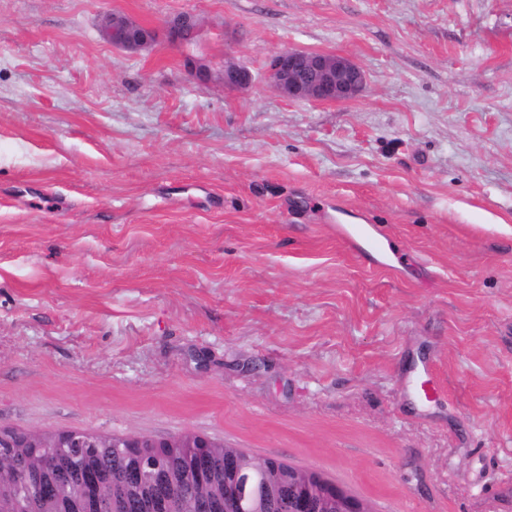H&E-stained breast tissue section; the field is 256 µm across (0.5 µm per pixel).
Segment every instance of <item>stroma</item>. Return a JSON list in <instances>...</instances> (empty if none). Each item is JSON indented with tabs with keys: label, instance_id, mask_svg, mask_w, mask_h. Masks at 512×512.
<instances>
[{
	"label": "stroma",
	"instance_id": "35a3bbf8",
	"mask_svg": "<svg viewBox=\"0 0 512 512\" xmlns=\"http://www.w3.org/2000/svg\"><path fill=\"white\" fill-rule=\"evenodd\" d=\"M111 12L200 34L132 54ZM291 48L362 92L283 99ZM507 224L512 0H0V428L197 433L375 512H512ZM165 32L173 44H181L187 37H197L200 28L194 16L180 15L166 24ZM219 79L224 84V88L240 90L252 84L253 75L249 69L234 63H229L224 65V70L219 74Z\"/></svg>",
	"mask_w": 512,
	"mask_h": 512
}]
</instances>
